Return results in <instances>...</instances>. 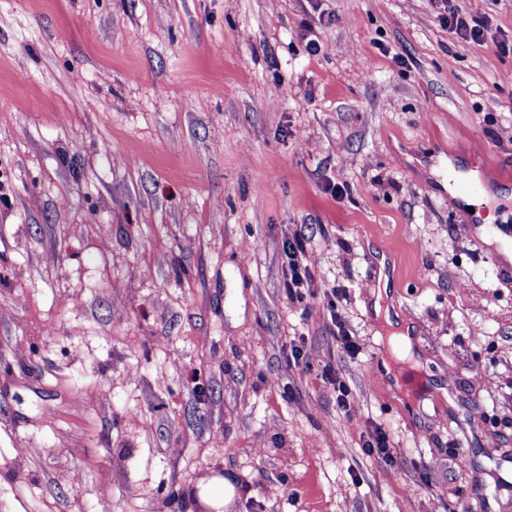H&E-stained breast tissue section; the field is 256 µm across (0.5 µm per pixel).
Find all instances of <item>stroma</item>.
<instances>
[{"label": "stroma", "mask_w": 512, "mask_h": 512, "mask_svg": "<svg viewBox=\"0 0 512 512\" xmlns=\"http://www.w3.org/2000/svg\"><path fill=\"white\" fill-rule=\"evenodd\" d=\"M452 153L512 177V50L430 0H0V512H512V266ZM430 2L438 9L436 17L439 22L459 38L479 43L487 40L491 27L486 16L462 13L454 0H431ZM310 250V242L301 233L284 234L281 243L282 288L289 303L304 309L308 298L315 295L314 288H319L311 269ZM328 297L327 310L330 317V323L336 332L337 347L346 353L355 354L357 352V344L353 340V336H349L342 315L336 311V302ZM285 357L289 366L295 368H310L309 352L306 347L304 336H298L289 341L288 349L285 351ZM320 376L325 384L329 385L336 392L337 409L346 417L353 413L352 398L347 385L336 375L333 366L328 363L321 366ZM363 446L378 458L392 459V448H389L388 437L380 427H375L368 432L367 436H363ZM232 490L233 487L227 479L214 477L199 491V496L206 505L219 509L229 503Z\"/></svg>", "instance_id": "stroma-1"}]
</instances>
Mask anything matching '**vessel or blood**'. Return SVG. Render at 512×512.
<instances>
[{"label": "vessel or blood", "instance_id": "1", "mask_svg": "<svg viewBox=\"0 0 512 512\" xmlns=\"http://www.w3.org/2000/svg\"><path fill=\"white\" fill-rule=\"evenodd\" d=\"M447 185L449 193L455 195L462 207L468 208V223L483 225L490 237L512 241V226L486 220L489 212L512 208V202L503 199L500 189L491 185L481 166L461 158H449Z\"/></svg>", "mask_w": 512, "mask_h": 512}]
</instances>
